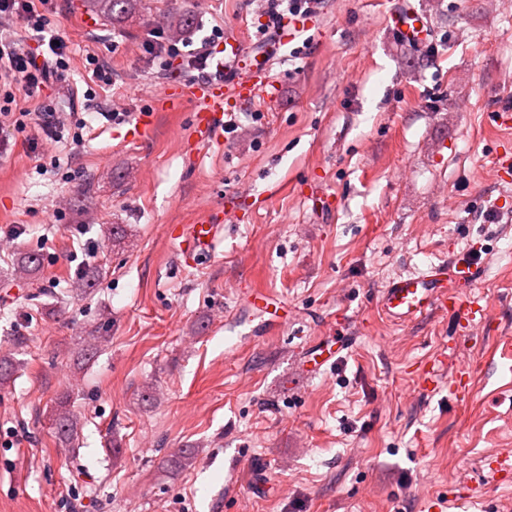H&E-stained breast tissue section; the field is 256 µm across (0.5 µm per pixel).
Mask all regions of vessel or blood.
Masks as SVG:
<instances>
[{
	"instance_id": "b4317fda",
	"label": "vessel or blood",
	"mask_w": 512,
	"mask_h": 512,
	"mask_svg": "<svg viewBox=\"0 0 512 512\" xmlns=\"http://www.w3.org/2000/svg\"><path fill=\"white\" fill-rule=\"evenodd\" d=\"M393 23L406 41L418 42L426 34V23L418 12L397 14ZM225 44L237 61L234 77H213L175 87L160 102L161 107L171 109L183 100L194 101L198 107L196 127L201 138L207 141L214 139L217 129L223 126L229 101L267 96L273 84L267 55H258L255 62L249 64L237 39H226ZM169 236L179 242L180 262L193 266L213 252L224 236V227L207 211L195 223L173 226ZM480 274L479 266L473 262L458 260L434 265L422 274L393 280L381 296V307L389 318L400 323L435 310H449L469 328L482 322L487 313V302L473 293Z\"/></svg>"
}]
</instances>
